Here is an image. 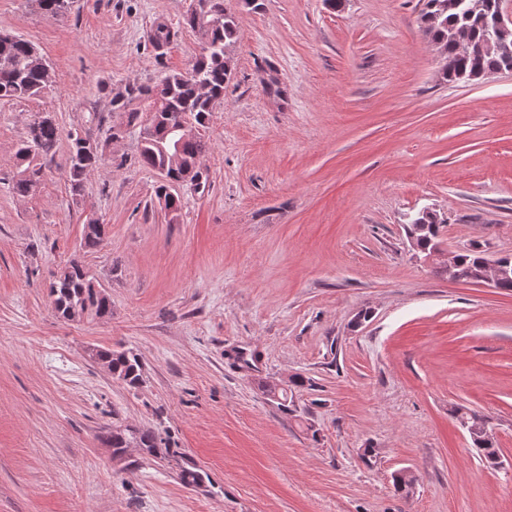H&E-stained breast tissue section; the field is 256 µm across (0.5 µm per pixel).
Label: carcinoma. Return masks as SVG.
Here are the masks:
<instances>
[{
  "label": "carcinoma",
  "instance_id": "cac0c4a2",
  "mask_svg": "<svg viewBox=\"0 0 512 512\" xmlns=\"http://www.w3.org/2000/svg\"><path fill=\"white\" fill-rule=\"evenodd\" d=\"M420 22L424 33L440 45L448 59V71L440 78L448 82L467 81L476 73H491L512 68V58H505L487 48L492 37V28L479 14H470L461 8L448 6L440 9L437 0H421ZM44 16L55 18L65 14L69 0H38ZM182 26L201 34L204 47L192 68L187 72H170L159 82L133 85L126 94L112 99V110L122 114L125 130L139 128L138 162L149 169L158 170L166 164V156L178 155L180 162L188 165L202 163L208 151L207 142L200 133L185 138L179 130L180 121L201 126L209 112L224 98V86L233 76L232 60L228 50L236 43L239 34L237 17L224 9V0H196L184 15ZM464 31L472 42V51H458L454 36ZM178 37V31L167 25H158L151 35V46L155 57L164 55L167 48ZM36 46L21 37L0 33V100H22L36 98L53 86V74L49 64L36 65L32 53ZM148 100L152 104L149 123L142 124L141 112L133 107L136 101ZM113 128H108L106 137L100 141L89 136L72 138L66 161V177L72 201L81 202L84 181L88 173L104 161V151L112 139ZM59 140V128L55 117L41 112L29 125L27 136L16 151L17 172L12 181V190L26 197L43 181L45 160L53 157ZM170 175L162 176L156 196L171 219H176L181 210V199L171 191ZM407 228L419 238L420 253L433 255L440 241V229H431L410 219ZM102 224L90 221L84 226L82 243L92 250L102 242ZM482 251L473 248L459 254L461 277L475 276L481 269ZM55 311L59 317L71 320L84 313L98 317L111 314L108 296L96 279L78 263H71L53 275L50 285ZM99 358L106 363L114 376L134 385L140 380L141 365L131 351L105 350ZM454 417L469 428L486 425L484 418L463 407L453 409ZM112 453L121 454L128 443L135 439L148 454L158 456L169 452L166 443L148 430H131L112 427Z\"/></svg>",
  "mask_w": 512,
  "mask_h": 512
}]
</instances>
